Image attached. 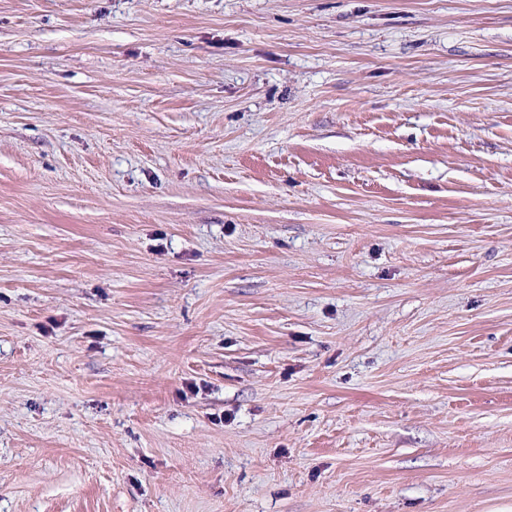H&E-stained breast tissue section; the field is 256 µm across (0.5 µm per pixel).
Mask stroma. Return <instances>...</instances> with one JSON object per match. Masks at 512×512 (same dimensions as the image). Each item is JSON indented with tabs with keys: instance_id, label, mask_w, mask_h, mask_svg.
<instances>
[{
	"instance_id": "stroma-1",
	"label": "stroma",
	"mask_w": 512,
	"mask_h": 512,
	"mask_svg": "<svg viewBox=\"0 0 512 512\" xmlns=\"http://www.w3.org/2000/svg\"><path fill=\"white\" fill-rule=\"evenodd\" d=\"M0 512H512V0H0Z\"/></svg>"
}]
</instances>
